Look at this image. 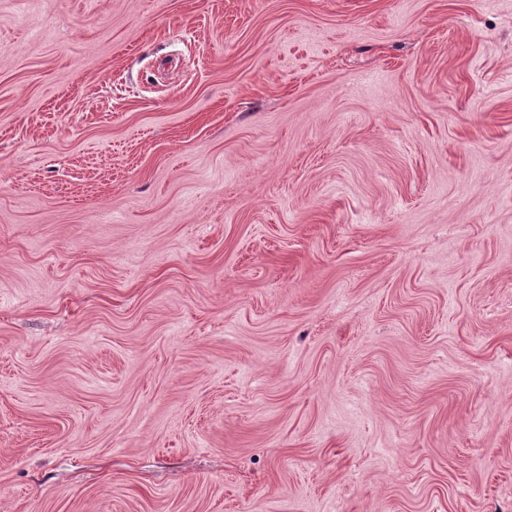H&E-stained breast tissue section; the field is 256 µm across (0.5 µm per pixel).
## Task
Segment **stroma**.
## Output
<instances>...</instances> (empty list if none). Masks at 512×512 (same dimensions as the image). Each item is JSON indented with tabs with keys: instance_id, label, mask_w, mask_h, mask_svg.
<instances>
[{
	"instance_id": "obj_1",
	"label": "stroma",
	"mask_w": 512,
	"mask_h": 512,
	"mask_svg": "<svg viewBox=\"0 0 512 512\" xmlns=\"http://www.w3.org/2000/svg\"><path fill=\"white\" fill-rule=\"evenodd\" d=\"M0 512H512V0H0Z\"/></svg>"
}]
</instances>
